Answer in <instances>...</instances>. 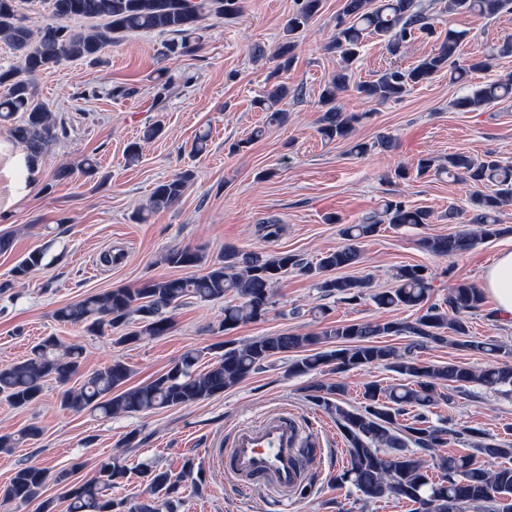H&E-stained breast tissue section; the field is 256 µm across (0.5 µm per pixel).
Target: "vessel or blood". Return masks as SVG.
<instances>
[{
	"instance_id": "vessel-or-blood-1",
	"label": "vessel or blood",
	"mask_w": 512,
	"mask_h": 512,
	"mask_svg": "<svg viewBox=\"0 0 512 512\" xmlns=\"http://www.w3.org/2000/svg\"><path fill=\"white\" fill-rule=\"evenodd\" d=\"M301 439L291 417L280 415L249 421L230 438L215 462L225 473L241 478L245 489L287 494L301 472L295 447Z\"/></svg>"
}]
</instances>
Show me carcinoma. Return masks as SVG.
<instances>
[{
	"instance_id": "carcinoma-1",
	"label": "carcinoma",
	"mask_w": 512,
	"mask_h": 512,
	"mask_svg": "<svg viewBox=\"0 0 512 512\" xmlns=\"http://www.w3.org/2000/svg\"><path fill=\"white\" fill-rule=\"evenodd\" d=\"M52 22L36 29L18 16L16 0H0V38L19 53L21 66L0 71V120L17 113L22 119L10 128L11 137L35 161L45 147L57 137L56 116L38 98L33 77L40 71L64 61L84 59L101 61L104 46L128 32H158L183 35L169 47L173 53H187L192 42L201 39L204 18L212 13L232 14L239 10L238 0H48ZM322 8V0H303L301 8L286 25L293 35L302 29ZM443 11L450 15L477 13L488 19L512 11V0H444ZM84 18L100 20L102 25L86 32L73 30L69 21ZM335 31L329 49L339 56L336 71L324 85L319 103L322 115L319 131L329 140H347L361 115L344 112L337 106L338 95L350 89L366 99L387 102L400 99L411 88L424 84L439 73L448 72L449 80L464 84L470 74L483 72L492 61L512 56V37L487 50L477 49L461 63L460 48L467 37L464 31L448 29L435 51L415 66L403 69L392 66L368 81L357 79L355 63L365 38H385L393 56L418 34L437 35L434 18L418 0H342L336 14ZM296 95L286 82L272 87L255 101L258 109L268 113V123L287 120L280 105ZM512 98V72L475 86L454 100L460 112H474L496 102ZM447 173L470 187L474 207L469 223L472 232L447 237L425 236L421 247L435 255H454L469 250L477 241L503 233L499 214L512 203V163L485 155L475 158L464 153L448 155L447 163L433 168V160L417 163L420 175L431 171ZM194 178L191 170L162 181L155 186L143 212L146 215L173 206ZM432 222V212L414 208L403 201L387 200L382 216L342 229L345 243L321 255L314 265L294 254L246 253L235 248L224 250V257L197 276L148 279L130 290L116 288L95 293L55 310L57 321L86 325L91 331L119 327L130 321L135 329L118 338V342H137L146 337L168 334L172 317L163 310L174 308L186 297L200 302L230 297L224 306V329L254 321L272 306L271 288L290 270L316 279V286L339 300L356 304L371 296L385 309L406 308L416 312L411 321L330 323L313 335L278 334L257 337L239 348H231L205 371L195 366L203 351L189 350L166 373L147 384L126 387L129 368L113 361L95 370L78 388L61 393L60 404L69 411H97L112 418L126 414L152 413L158 409L189 406L223 393L262 369L272 358L288 352H300L286 370L289 376L321 374L325 369L345 371L362 365H383L405 378V382L382 387L375 382L364 386L360 406H343L345 388L340 384L310 385L314 403L335 417L347 441V458L336 476L339 485L349 484L365 500L394 497L410 506L409 512H512V466L486 469L475 463L470 453H441L453 435L478 438L475 450L491 459L511 458L512 445L499 442L479 430L464 428L448 432L435 426L427 412L449 400L447 386L477 383L490 389H512V363L485 369H474L458 363L438 365L417 355L429 344L446 343L451 333L462 347L468 327L462 315L479 308L481 291L468 283L448 289L445 306L428 303L432 287L425 267L403 265L394 279L397 288L370 294L372 281L367 276L332 277L330 273L359 263V244L380 231L384 224L394 227L423 226ZM43 255L29 253L12 269L13 276L23 278L41 266ZM165 264L189 268L202 265V254L190 248H176L163 255ZM386 336H406L409 342L397 347L384 341ZM339 342V349L324 345ZM81 352L54 337L42 341L33 356L11 366L0 368V397L11 406L23 408L32 404L42 392L44 383L54 379L68 383L79 370ZM415 412L408 424L399 417ZM31 426L17 435H0V449L16 447L22 439L39 436ZM413 443L423 450L433 464L408 448ZM148 496L139 498L127 512H159V503L176 493L187 472L174 475L151 465L140 470ZM125 475V468L114 459L100 464L96 476L78 484L71 483V472L54 473L46 467L28 465L14 473L3 489L8 500L29 502L36 499L48 480L67 487L70 512H121L124 501L112 499V488Z\"/></svg>"
}]
</instances>
